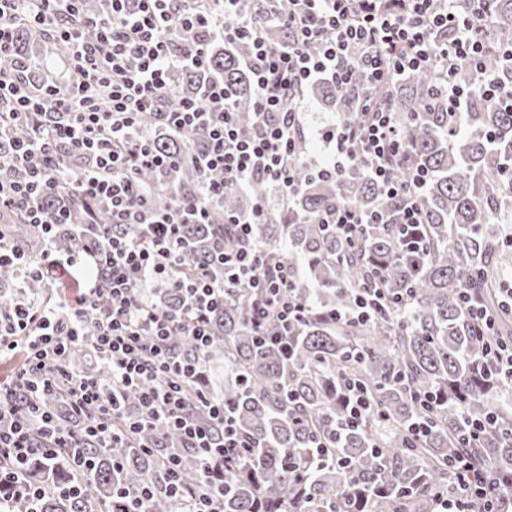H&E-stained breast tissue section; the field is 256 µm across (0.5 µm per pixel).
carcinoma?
<instances>
[{"mask_svg":"<svg viewBox=\"0 0 512 512\" xmlns=\"http://www.w3.org/2000/svg\"><path fill=\"white\" fill-rule=\"evenodd\" d=\"M493 28L486 39L494 50L512 45V0H493ZM18 45L46 38L38 27L20 25ZM241 42L215 41L201 71L175 73L166 104L195 97L207 77L224 79L243 123L252 118L253 85L243 66ZM482 70L462 63L456 79L474 90ZM440 76L432 68L394 77L387 97L404 124L406 160L392 177L411 180L414 168L428 172L423 195L425 224L418 252H411L398 225L367 224L349 245L314 223L326 206L349 204L370 214L393 215L397 201L362 170L335 180L296 165L300 192L286 224H257L256 242L270 253L288 243V262H307L309 281L293 296L312 301L316 315L288 337V355L279 345L254 342L249 323L250 292L243 288L213 316L216 341L231 375L224 379V401L231 403L241 432L251 441L230 475L219 512H437L451 486L448 461L462 452L460 435L469 419L490 412L493 424L476 447L479 466L499 482L504 510L512 507V392L509 384L488 377L483 351L495 340L512 339V314L498 312V276L512 249V110L475 94L468 111L449 118L435 91ZM367 85L358 77L338 89L328 81L308 89L338 111L355 112ZM140 132L154 130L151 142L162 151L182 153L200 146L198 137L169 135L153 112L139 115ZM266 194L256 181L247 192L232 189L212 210L210 223L190 224L188 238L200 250L187 265L205 259L213 232L230 238L225 217L247 214ZM52 208L78 209L68 192L49 199ZM470 277L486 306L498 312L494 333L474 327L459 300ZM384 289L389 307L363 324L333 321L327 314L353 302L359 288ZM355 382L372 401V412L356 429L343 426L347 384ZM432 395L430 410L420 398ZM427 424L416 437L410 425ZM167 447L180 443L159 426L144 435ZM321 440L326 447L316 449ZM92 459L77 497L49 496L37 512H113L118 487H133L151 470L155 455L133 456L129 448H84ZM52 477L63 484L71 456L51 463Z\"/></svg>","mask_w":512,"mask_h":512,"instance_id":"cac0c4a2","label":"carcinoma"}]
</instances>
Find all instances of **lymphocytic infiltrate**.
Masks as SVG:
<instances>
[{"label":"lymphocytic infiltrate","mask_w":512,"mask_h":512,"mask_svg":"<svg viewBox=\"0 0 512 512\" xmlns=\"http://www.w3.org/2000/svg\"><path fill=\"white\" fill-rule=\"evenodd\" d=\"M82 2L0 0V59L14 54L15 22L21 18L67 47L75 70L71 79L34 92L18 75L0 74V135L20 130L8 145L0 144V170L23 173L0 179V217L19 214L36 233L22 241L0 221V276L23 288L32 280L50 284L63 269L80 285L67 298L53 290L42 297L21 295L0 312V360L17 362L9 379L0 381V512H12L14 501L58 492L57 483L28 478L31 458L47 462L62 452L73 454L74 472L81 475L88 461L80 448L146 453L150 447L141 438L160 425L177 432L183 448L197 456L195 479H185L178 454L163 456L155 476L119 492L116 512H146V503L160 496L171 499L176 512H217L229 487L226 473L250 442L211 387L214 366L224 356L211 315L236 289H251L255 338L284 348L311 306L289 296L300 279L298 267L267 255L253 237L264 203L249 216L229 217L232 245L212 241L213 264H197L183 278L187 225L206 223L227 188L255 181L276 185L282 202H292L305 140V88L321 80L343 87L361 74L367 93L357 119L320 129L328 152L310 167L335 179L364 169L397 198L395 221L404 237L415 238L424 221L420 198L427 177L417 170L408 183L392 179L393 162L405 155L404 140L396 112L378 92L394 76L438 67L446 74L440 95L447 112H465L469 92L457 82L455 68L480 64L485 56L491 4L480 0L463 16L454 0H395L397 8L389 12L380 9V0H261L263 12L255 17L245 8L247 0H98L89 15ZM270 27L287 31L281 48L268 45L264 32ZM216 40L249 46L244 65L254 83L255 114L249 128L238 124L220 80L177 108L165 102L173 74L204 68L207 47ZM143 112L157 113L174 133L199 137L202 150L179 157L155 148L138 132ZM186 160L199 174L195 191L174 196L166 212L155 211L151 189H169ZM146 170L156 175L154 188L140 180ZM217 172L222 180H214ZM66 180L85 203L83 215L46 207ZM99 210L108 223L82 250L59 253V226L83 231ZM316 222L351 243L368 218L340 203ZM115 224L136 233H113ZM171 291L178 307L159 306L157 295ZM180 335L192 337V354L171 346ZM78 344L111 369V384L70 368L68 354ZM129 389L138 396L131 411L124 403ZM49 395L61 401L64 415L43 410ZM197 407L206 409L208 423L193 417ZM448 469L454 477L448 512L477 506L496 512L495 486L484 471L461 455Z\"/></svg>","instance_id":"lymphocytic-infiltrate-1"}]
</instances>
